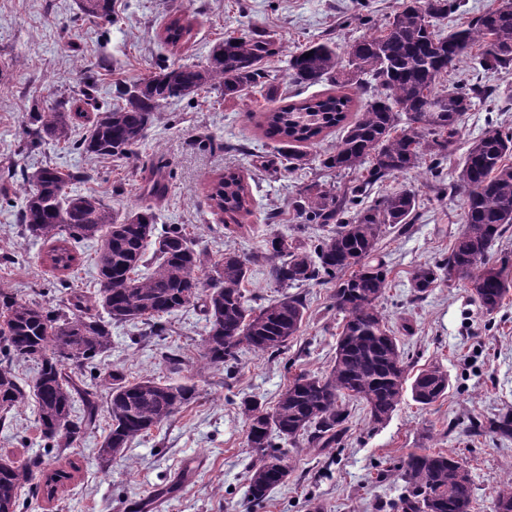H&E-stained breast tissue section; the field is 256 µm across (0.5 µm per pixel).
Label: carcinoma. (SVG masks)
Returning a JSON list of instances; mask_svg holds the SVG:
<instances>
[{"label": "carcinoma", "mask_w": 512, "mask_h": 512, "mask_svg": "<svg viewBox=\"0 0 512 512\" xmlns=\"http://www.w3.org/2000/svg\"><path fill=\"white\" fill-rule=\"evenodd\" d=\"M459 6L457 0H405L393 20L362 37L342 62L336 44L316 42L293 52L261 31H251L217 43L208 62L193 66H162L151 79L126 86L122 104L95 108L89 128L71 140L73 120L68 103L36 110L30 116L27 147L46 139L84 154L131 158L162 107L200 91H218L238 98L252 89L270 101L288 99L271 83L264 62L289 53L288 76L296 85L324 81L338 88L370 84V101L348 120L352 98L346 94L312 96L282 104L265 113L266 137L278 142L288 163L310 161L301 147L327 130L342 128L320 165L329 170L362 173V178L338 191L313 183L290 205L307 224L328 228L308 247L295 234L271 231L265 238L263 261L281 288L310 281L335 285L333 306L343 314L333 364L322 373L300 372L292 377L270 411L256 401L244 404L247 445L255 452L248 468L246 495L262 502L288 480V466L275 440L310 448L332 449L342 444L349 418L348 404L365 406L374 423L390 418L405 395L422 407L446 394L448 372L440 366L406 376L407 362L399 340L386 325L379 302L389 284V271L376 255L388 225L409 224L416 208L415 191L387 195L367 207L358 201L367 188L398 173L420 167L426 157L448 155L472 97L442 82L444 75L467 58L476 45L480 64L496 69L512 64V0H502L492 13L473 17L458 30L444 32L437 21ZM81 12L108 19L112 0H80ZM190 34L189 25L175 18L165 39L177 45ZM78 96L95 100V81L84 60ZM512 133L489 129L467 150L459 181L468 190L464 224L440 262L419 265L411 273L415 297L440 287L443 278L467 285L473 301L491 315L512 291L503 268L490 264L492 246L512 226ZM88 174L63 173L42 166L25 175V202L19 214L24 235L47 246L44 261L62 277L76 261L72 242L94 240L98 289L92 296L73 293L54 308L17 299L0 288V420L29 399L36 403L43 437L53 448H68L96 426L95 393L75 377V369L92 363L112 346V325L142 323L146 335L162 327L161 319L194 307L207 321L203 359L207 366L234 362L250 350L273 354L299 335L306 308L297 294L254 308L243 286L252 261L235 253L218 259L196 249L183 226L173 224L156 233L152 207L140 206L118 215L92 193L78 194L70 185ZM210 207L224 214V229L243 228L240 218L252 214L253 199L244 178L235 172L208 182ZM31 360L38 371L23 385L13 361ZM108 401L112 425L98 454L111 461L130 444L168 421L188 403L194 388L163 384L152 378L130 382L117 369L109 373ZM82 413L74 414L76 402ZM493 435L512 438V410L488 422ZM78 467L52 471L42 478L38 462L0 459V512H20L21 491L29 489L51 501ZM404 484L400 512H472L474 484L470 471L444 452L411 453L396 469ZM496 512H512V475L495 481Z\"/></svg>", "instance_id": "carcinoma-1"}]
</instances>
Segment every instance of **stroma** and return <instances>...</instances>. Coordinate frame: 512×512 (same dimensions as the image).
<instances>
[{
	"mask_svg": "<svg viewBox=\"0 0 512 512\" xmlns=\"http://www.w3.org/2000/svg\"><path fill=\"white\" fill-rule=\"evenodd\" d=\"M403 0H112V18L83 15L76 0H0V288L52 307L63 294L43 262V245L25 237L18 222L23 206L21 175L43 165L88 172L73 191L97 193L120 212L151 204L157 229L180 224L197 249L219 258L231 250L249 257L264 247L268 211H278L277 231L298 222L289 203L311 183L338 188L354 177L318 164L288 167L279 145L266 138L262 115L272 104L263 93L223 100L204 94L165 105L131 159L100 158L51 142L27 150L25 130L32 109L74 100L75 110L117 103L119 88L142 81L159 66L205 64L213 46L229 36L259 29L288 48L311 40L332 41L339 53L400 10ZM189 23L191 36L178 46L164 42L173 18ZM93 65L94 104L75 101L81 75L73 57ZM473 50L448 80L479 91L448 156L439 164L399 173L363 199L374 204L403 188L419 199L407 230L386 227L377 253L389 271L380 308L407 356L409 374L437 365L447 370V393L423 408L404 398L384 423H372L365 407L349 405L341 447L291 448L285 485L262 505L246 498L248 465L244 400L272 407L291 377L322 372L335 356L341 314L333 286L312 281L299 287L306 322L299 336L275 355L242 353L217 367L202 360L206 321L199 310L166 317V330L140 337L137 327L112 328V347L80 376L96 392V428L68 448L48 449L33 403L13 411L0 427V456L19 461L33 455L50 471L74 462L79 471L55 500L23 494L22 512H393L402 491L394 472L407 453L423 448L459 458L475 488L473 512H494V481L512 475V439L484 425L512 410V299L497 313L482 314L463 282L415 298L410 274L447 256L461 229L466 194L457 175L472 140L488 128L512 131V67L489 70ZM244 176L253 212L239 233L225 230L209 208L207 182L225 172ZM168 186L158 201L143 191L151 178ZM170 354L177 366L163 362ZM126 380L152 377L195 389L194 399L159 428L135 440L124 457L99 460L97 450L110 424L107 402L112 369Z\"/></svg>",
	"mask_w": 512,
	"mask_h": 512,
	"instance_id": "stroma-1",
	"label": "stroma"
}]
</instances>
